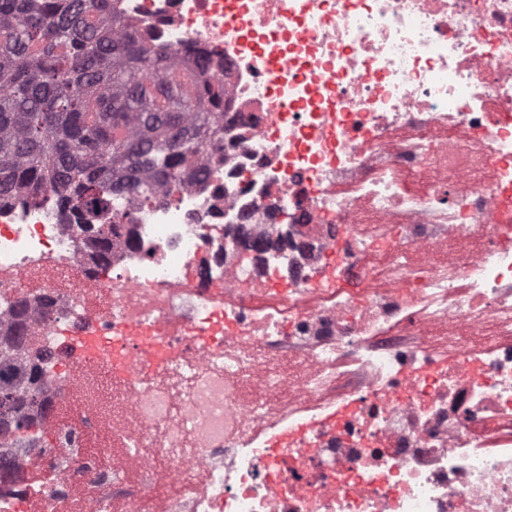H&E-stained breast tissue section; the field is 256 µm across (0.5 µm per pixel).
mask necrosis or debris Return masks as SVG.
Masks as SVG:
<instances>
[{"label":"necrosis or debris","instance_id":"obj_1","mask_svg":"<svg viewBox=\"0 0 512 512\" xmlns=\"http://www.w3.org/2000/svg\"><path fill=\"white\" fill-rule=\"evenodd\" d=\"M107 9L224 120L179 192L105 198L109 263L56 189L0 206V312L166 352L48 368L84 410L0 512H512V0Z\"/></svg>","mask_w":512,"mask_h":512}]
</instances>
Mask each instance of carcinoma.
Masks as SVG:
<instances>
[{"label": "carcinoma", "instance_id": "carcinoma-1", "mask_svg": "<svg viewBox=\"0 0 512 512\" xmlns=\"http://www.w3.org/2000/svg\"><path fill=\"white\" fill-rule=\"evenodd\" d=\"M224 82L198 74L134 31L112 34L102 0H0V201L61 189L71 216L99 210L105 196L132 189L147 198L160 175L168 191L202 172L214 122L224 116ZM112 254L120 224H83ZM27 311L12 312L0 335V418L13 432L0 444L29 443L22 408L45 389L47 347H32Z\"/></svg>", "mask_w": 512, "mask_h": 512}]
</instances>
